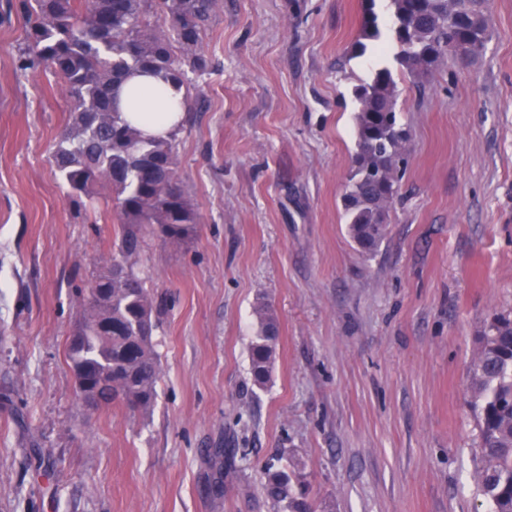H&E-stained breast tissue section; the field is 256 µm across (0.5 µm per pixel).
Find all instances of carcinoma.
I'll list each match as a JSON object with an SVG mask.
<instances>
[{
    "label": "carcinoma",
    "instance_id": "obj_1",
    "mask_svg": "<svg viewBox=\"0 0 512 512\" xmlns=\"http://www.w3.org/2000/svg\"><path fill=\"white\" fill-rule=\"evenodd\" d=\"M218 0H18L28 47L72 101L58 135L53 164L68 198L83 205L93 186L115 195L125 225L121 259L101 263L83 296L68 343V359L86 397L98 407L123 404L147 412L161 374L153 331L155 298L135 271L141 235L159 229L170 240L193 238L200 217L177 176L175 136L148 139L118 112L114 90L136 73H154L178 88L188 71L208 62L203 38ZM359 37L381 38L375 0H365ZM401 71L425 74L448 59L480 55L488 38L491 0H387ZM168 24L162 30L152 15ZM356 151L342 197L348 231L363 253L373 252L386 231L408 161V132L396 111L394 72L378 65L354 87ZM254 315L250 372L259 386L270 378L279 325L264 299ZM469 375L478 427L480 466L475 482L490 512H512V318L488 321L477 337ZM274 512H313L296 469L268 470L262 486Z\"/></svg>",
    "mask_w": 512,
    "mask_h": 512
}]
</instances>
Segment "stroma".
I'll return each instance as SVG.
<instances>
[{
	"instance_id": "obj_1",
	"label": "stroma",
	"mask_w": 512,
	"mask_h": 512,
	"mask_svg": "<svg viewBox=\"0 0 512 512\" xmlns=\"http://www.w3.org/2000/svg\"><path fill=\"white\" fill-rule=\"evenodd\" d=\"M365 0H219L188 73L178 178L193 240L142 238L159 316L149 413L91 409L66 356L101 257L110 191L79 209L50 158L71 102L20 68L25 21L0 0V512H273L267 466L316 512H487L473 474L476 338L512 314V0L472 63L399 83L409 161L377 252L346 229ZM279 340L254 384L253 309Z\"/></svg>"
}]
</instances>
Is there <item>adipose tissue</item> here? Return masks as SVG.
I'll return each instance as SVG.
<instances>
[{"label":"adipose tissue","mask_w":512,"mask_h":512,"mask_svg":"<svg viewBox=\"0 0 512 512\" xmlns=\"http://www.w3.org/2000/svg\"><path fill=\"white\" fill-rule=\"evenodd\" d=\"M114 106L146 138H168L182 125V92L153 74L128 79L114 94Z\"/></svg>","instance_id":"adipose-tissue-1"}]
</instances>
